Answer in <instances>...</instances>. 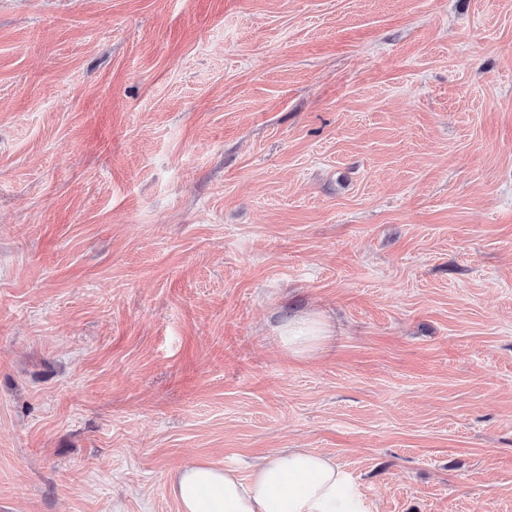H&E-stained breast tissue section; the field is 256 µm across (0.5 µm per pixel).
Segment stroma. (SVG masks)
<instances>
[{"label":"stroma","instance_id":"35a3bbf8","mask_svg":"<svg viewBox=\"0 0 512 512\" xmlns=\"http://www.w3.org/2000/svg\"><path fill=\"white\" fill-rule=\"evenodd\" d=\"M284 448L512 512V0H0V512ZM329 332L330 326L323 318L299 317L283 327L282 345L289 354L305 356L313 353L330 336Z\"/></svg>","mask_w":512,"mask_h":512}]
</instances>
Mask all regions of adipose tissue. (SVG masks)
Listing matches in <instances>:
<instances>
[{"instance_id": "ef3b65f1", "label": "adipose tissue", "mask_w": 512, "mask_h": 512, "mask_svg": "<svg viewBox=\"0 0 512 512\" xmlns=\"http://www.w3.org/2000/svg\"><path fill=\"white\" fill-rule=\"evenodd\" d=\"M329 332L324 319L299 317L283 327L282 345L305 356ZM172 492L181 512H369L351 475L311 448L274 451L245 480L232 468L199 462L176 474Z\"/></svg>"}]
</instances>
